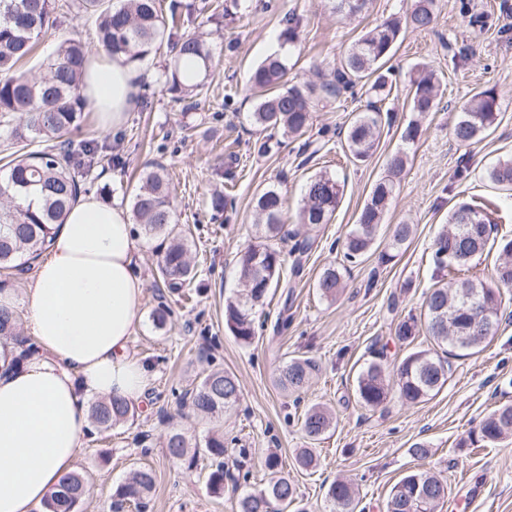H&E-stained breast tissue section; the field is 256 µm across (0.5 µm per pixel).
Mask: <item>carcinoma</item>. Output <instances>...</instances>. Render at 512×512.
<instances>
[{
	"mask_svg": "<svg viewBox=\"0 0 512 512\" xmlns=\"http://www.w3.org/2000/svg\"><path fill=\"white\" fill-rule=\"evenodd\" d=\"M83 10L94 18L98 43L108 57L120 54L127 61L138 63L147 59L157 41L168 36L172 63L163 72V87L171 101L184 108L197 107L199 97L208 92V76L213 51L199 35L180 32L179 7L171 5L170 19L158 11L157 0H79ZM69 8L68 0H0V139L23 153L0 166V271L25 275L31 262L51 246L55 225L70 205L86 191L84 181L90 169L102 161L121 164V157L103 153L95 141L75 143L70 133L80 126L90 103L81 91L89 51L80 36L72 34L61 39L55 52L44 63L38 76L22 71L19 64L34 50L46 30L57 25L58 15ZM436 0H414L403 18L389 19L361 36L352 44L340 67L331 79L317 86L310 82L283 87L287 67L275 55L259 64L250 74L249 82L256 98L250 113L253 125L262 129L277 128L290 138L306 134L313 122V111L320 95L339 97L355 93V88L370 96L366 108L357 113L347 127L345 141L352 156L363 160L377 149L382 129L390 122L378 103L391 91L389 77L382 72L402 29L425 31L433 28ZM412 111L423 115L438 106L439 85L428 72L412 83ZM499 102L495 89L474 94L452 128L454 140L469 146L482 141L497 120ZM24 116L23 124L13 123V116ZM38 138L43 148L28 150V138ZM406 165V153L397 150L386 161L387 175L373 186L342 245L343 262L323 269L317 288L320 295L333 300L343 287L346 263H354L374 244L382 227L384 214L395 194L397 178ZM495 185L512 190V157L499 161L487 171ZM38 192L43 200L36 211L24 209L16 199ZM343 187L335 177L320 173L306 183L303 206L298 223L316 228L327 224L336 212ZM256 210L263 224L254 240L239 252L238 277L244 292L226 300L224 326L242 345H250L256 337L255 314L263 308L271 289L280 286L284 259L271 241L285 234L283 213L286 200L276 189H265L256 195ZM133 223L140 226L149 239L163 238L164 250L158 259V275L171 293L179 294L196 277L195 266L188 257L190 228L175 222L170 184L160 164L146 172L141 184L132 193ZM492 212L466 202L456 204L448 214L432 243V259L436 269L448 271V281L429 289L424 299V317L436 347L410 350L394 365L395 377L385 374L382 364L371 361L359 372L356 393L360 404L377 409L392 394L410 403L419 402L439 391L448 381L450 358L475 353L495 336L502 321L504 292L512 289V239L497 240ZM315 239L304 237L292 246L291 272L302 270V257L309 253ZM500 259L490 276L460 277L458 273L472 267L475 260L493 247ZM23 312L16 307H0V341L12 340L25 353L33 343L18 339L22 335ZM417 319L410 316L398 321L395 335L410 345L416 338ZM318 369L311 358L293 357L279 367L278 384L289 393L304 391ZM193 410L201 417L219 418L240 399L237 377L222 369L206 373L199 384L184 393ZM134 417V410L122 399H100L91 405L90 420L100 436L110 433L117 424ZM335 417L323 406H312L303 414V430L308 439L316 441L333 426ZM512 440V404L491 410L470 431L471 446L495 445ZM190 443L177 431L165 436L169 455L181 458ZM224 432L217 429L205 443L211 460L207 477L208 489L214 494L224 492V480L231 478L225 469ZM272 478L267 487L251 491L238 499V512H286L297 499L295 484L279 471V460L266 461ZM152 470L139 467L116 489L115 506L133 503L146 508L153 490ZM85 496V479L80 473L63 476L46 502L47 512H78ZM448 480L428 470H416L402 477L391 488L386 512H430L447 500ZM333 512H354L355 490L336 480L327 490Z\"/></svg>",
	"mask_w": 512,
	"mask_h": 512,
	"instance_id": "cac0c4a2",
	"label": "carcinoma"
}]
</instances>
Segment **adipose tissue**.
I'll return each instance as SVG.
<instances>
[{"instance_id":"adipose-tissue-1","label":"adipose tissue","mask_w":512,"mask_h":512,"mask_svg":"<svg viewBox=\"0 0 512 512\" xmlns=\"http://www.w3.org/2000/svg\"><path fill=\"white\" fill-rule=\"evenodd\" d=\"M142 77L124 56L95 59L83 92L101 130L122 127ZM136 251L128 210L92 194L57 225L18 300L38 350L15 367V345H0V512H43L60 477L75 469L91 400L145 399L151 368L130 351L144 297Z\"/></svg>"}]
</instances>
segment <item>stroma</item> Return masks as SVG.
<instances>
[{
  "mask_svg": "<svg viewBox=\"0 0 512 512\" xmlns=\"http://www.w3.org/2000/svg\"><path fill=\"white\" fill-rule=\"evenodd\" d=\"M182 30L204 32L213 49L210 88L198 109L183 111L171 103L160 84L166 50L143 64L147 78L141 102L120 133H103L95 113H86L75 140L97 139L121 155L122 166L94 168L89 178L104 202L124 200L149 165L161 164L173 188L175 218L190 227V256L198 270L189 297L158 291L155 286L158 240L140 238L136 271L146 284L142 318L131 350L152 365L153 381L133 419L115 426L108 439L84 437L77 468L89 492L79 512H113L117 487L137 467L152 468L155 487L145 512H237L241 491L258 490L269 481L268 453H277L279 469L298 491L306 512H331L329 485L345 479L359 489L356 512H384L392 486L407 473L433 470L448 479V498L435 512H512V444L486 448L461 447L496 405L512 403V301L500 328L482 350L453 362V372L439 393L416 404L391 397L386 407H363L356 396L360 368L379 360L392 369L407 349L395 336L399 319L419 315L423 298L441 275L430 260L431 243L460 201L488 206L500 236L512 238V191L493 185L487 171L512 156V0H439L433 30H402L388 62L392 90L383 101L392 120L366 161L351 158L339 132L364 109V95L320 101L314 130L328 129L331 138L321 152L308 155L302 140H283L281 132L258 130L249 120L254 109L248 80L252 68L268 55L281 53L288 68L286 82L318 81L339 66L347 49L366 31L405 15L410 0H369L359 15L336 13L332 0H191ZM296 35L288 49L279 36L288 24ZM75 33L94 42V21L71 8L58 34L40 38L28 69L42 65L61 35ZM430 66L440 85L438 107L420 117L410 109L411 82L421 65ZM496 89L500 108L493 132L471 148L459 146L451 127L471 96ZM418 122L419 135L405 143L402 133ZM272 139L270 153L258 154L256 143ZM408 152L383 227L373 249L344 276L336 300L322 298L315 288L324 265L337 260L336 244L356 221L372 186L386 174L388 156ZM238 156L232 170L218 157ZM465 178H456L457 169ZM344 184L331 223L313 232L317 248L304 262L291 288L276 289L263 308L264 325L253 344H239L224 327L227 298L241 293L236 274L239 251L253 239L258 220L255 195L277 187L287 198L286 224H295L304 187L317 173ZM229 194L232 208L214 212V192ZM410 224L414 233L389 263L379 255L389 248V230ZM169 310L157 325L159 306ZM290 324L277 334L280 310ZM309 357L319 369L301 394L289 395L276 384L285 359ZM221 368L236 375L238 404L220 421L198 416L183 393L199 375ZM329 407L335 427L321 440L310 441L301 419L313 405ZM224 431V457L234 483L223 494L207 486L210 460L205 439L214 428ZM184 433L191 447L174 459L164 448V435ZM429 454L416 459L415 443ZM311 448L317 466H298L296 454Z\"/></svg>",
  "mask_w": 512,
  "mask_h": 512,
  "instance_id": "stroma-1",
  "label": "stroma"
}]
</instances>
